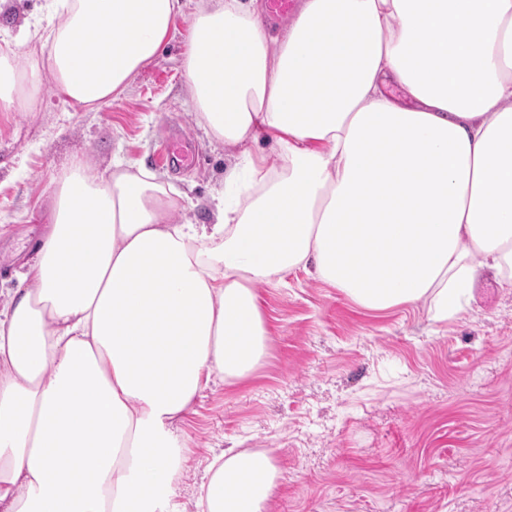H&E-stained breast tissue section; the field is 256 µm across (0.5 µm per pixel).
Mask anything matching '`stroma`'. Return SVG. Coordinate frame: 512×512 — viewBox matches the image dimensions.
I'll list each match as a JSON object with an SVG mask.
<instances>
[{"label":"stroma","mask_w":512,"mask_h":512,"mask_svg":"<svg viewBox=\"0 0 512 512\" xmlns=\"http://www.w3.org/2000/svg\"><path fill=\"white\" fill-rule=\"evenodd\" d=\"M41 0L0 9V52L41 20ZM187 19L114 100L74 111L43 80L31 108L0 112V306L45 231L55 180L77 158L99 173L144 166L185 194L174 223L214 221V196L240 153L204 133L187 87ZM183 131L197 158L176 172L163 139ZM269 356L236 385L213 379L178 433L187 461L179 512L225 448H271L283 484L269 512H512V290L493 278L448 325L418 308L364 311L302 270L258 285Z\"/></svg>","instance_id":"1"}]
</instances>
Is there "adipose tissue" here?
Listing matches in <instances>:
<instances>
[{
  "mask_svg": "<svg viewBox=\"0 0 512 512\" xmlns=\"http://www.w3.org/2000/svg\"><path fill=\"white\" fill-rule=\"evenodd\" d=\"M183 9L44 0L55 95L111 101ZM185 66L202 125L243 148L217 221L173 223L183 196L139 166L62 174L0 309V512H160L178 423L269 354L259 283L309 267L365 311L435 323L483 273L512 289V0H304L279 40L258 0H200ZM38 88L0 52V112ZM260 130L280 167L246 150ZM283 480L273 450L225 449L197 512H268Z\"/></svg>",
  "mask_w": 512,
  "mask_h": 512,
  "instance_id": "1",
  "label": "adipose tissue"
}]
</instances>
